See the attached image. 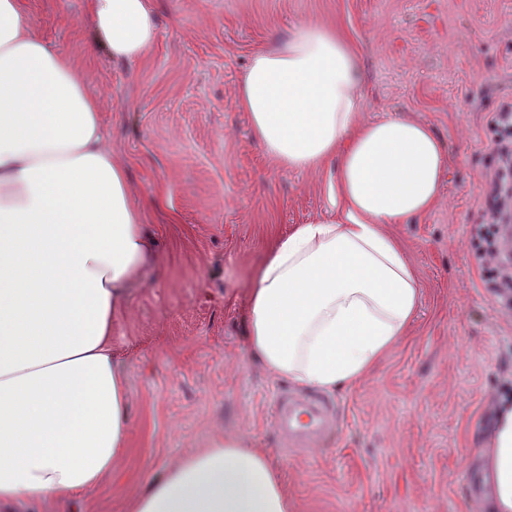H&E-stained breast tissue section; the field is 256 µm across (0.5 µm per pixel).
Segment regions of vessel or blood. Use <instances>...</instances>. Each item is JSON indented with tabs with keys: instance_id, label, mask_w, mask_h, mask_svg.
<instances>
[{
	"instance_id": "b4317fda",
	"label": "vessel or blood",
	"mask_w": 512,
	"mask_h": 512,
	"mask_svg": "<svg viewBox=\"0 0 512 512\" xmlns=\"http://www.w3.org/2000/svg\"><path fill=\"white\" fill-rule=\"evenodd\" d=\"M274 420L281 445L301 448L315 442L332 422V411L316 398L293 400L281 398L274 410Z\"/></svg>"
}]
</instances>
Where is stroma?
Returning <instances> with one entry per match:
<instances>
[{
    "instance_id": "stroma-1",
    "label": "stroma",
    "mask_w": 512,
    "mask_h": 512,
    "mask_svg": "<svg viewBox=\"0 0 512 512\" xmlns=\"http://www.w3.org/2000/svg\"><path fill=\"white\" fill-rule=\"evenodd\" d=\"M88 2L22 8L97 95L163 261L113 325L128 453L76 512H120L152 475L226 434L269 450L294 512H483L477 449L512 379V319L466 239L491 163L487 118L512 99V0H155L158 40L129 65L88 53ZM310 21L353 38L366 119L428 124L448 163L438 205L393 227L423 288L408 335L329 393L337 425L322 444L284 454L273 401L289 383L245 350L248 294L275 237L328 215L335 168L278 169L236 98L251 52Z\"/></svg>"
}]
</instances>
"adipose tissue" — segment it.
<instances>
[{"label":"adipose tissue","instance_id":"1","mask_svg":"<svg viewBox=\"0 0 512 512\" xmlns=\"http://www.w3.org/2000/svg\"><path fill=\"white\" fill-rule=\"evenodd\" d=\"M89 52L141 61L158 37L153 0H90ZM361 59L341 28L299 24L256 49L237 107L282 170L336 166L335 214L268 250L248 296V351L272 376L325 392L361 381L421 304L393 224L438 202L446 157L427 124L365 121ZM129 173L97 97L0 0V512L68 506L128 448L126 378L112 319L159 270ZM488 512H512V399L478 450ZM127 512H292L267 449L227 435L154 475Z\"/></svg>","mask_w":512,"mask_h":512}]
</instances>
